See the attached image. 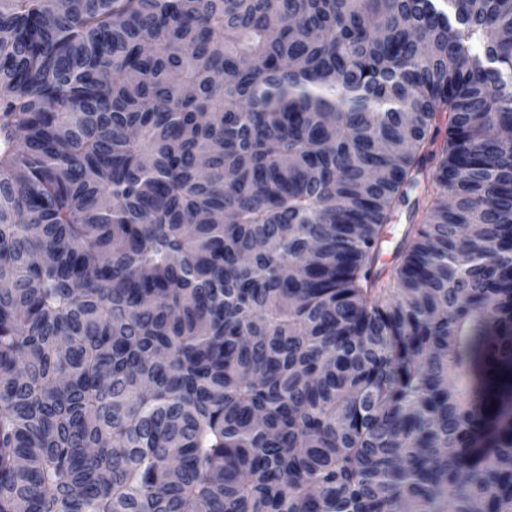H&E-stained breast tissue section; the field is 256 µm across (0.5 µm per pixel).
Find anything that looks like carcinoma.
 <instances>
[{
    "instance_id": "obj_1",
    "label": "carcinoma",
    "mask_w": 512,
    "mask_h": 512,
    "mask_svg": "<svg viewBox=\"0 0 512 512\" xmlns=\"http://www.w3.org/2000/svg\"><path fill=\"white\" fill-rule=\"evenodd\" d=\"M509 131L512 0H0V512H512ZM408 224L407 209L398 210L391 223L385 228L384 240L377 258V268L389 269L395 264L397 247L401 243Z\"/></svg>"
}]
</instances>
